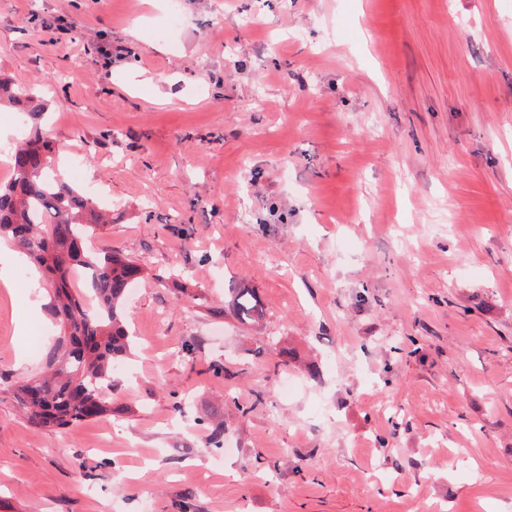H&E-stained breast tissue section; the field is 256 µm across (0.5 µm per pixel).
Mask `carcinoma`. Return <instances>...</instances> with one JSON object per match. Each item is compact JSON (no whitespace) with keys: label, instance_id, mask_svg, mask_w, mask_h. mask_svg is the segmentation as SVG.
I'll list each match as a JSON object with an SVG mask.
<instances>
[{"label":"carcinoma","instance_id":"cac0c4a2","mask_svg":"<svg viewBox=\"0 0 512 512\" xmlns=\"http://www.w3.org/2000/svg\"><path fill=\"white\" fill-rule=\"evenodd\" d=\"M28 114L30 125L9 157L11 177L0 183V241L26 254L52 283L50 309L59 335L45 358L44 375L15 385L13 394L38 427H63L106 411L113 363L130 350L122 305L141 268L110 248L87 242L108 223L92 199L54 171L57 149L39 119L35 90L0 79V105ZM94 302L73 287L77 273ZM231 309L243 323L263 315L250 288H231Z\"/></svg>","mask_w":512,"mask_h":512}]
</instances>
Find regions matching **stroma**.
<instances>
[{"mask_svg": "<svg viewBox=\"0 0 512 512\" xmlns=\"http://www.w3.org/2000/svg\"><path fill=\"white\" fill-rule=\"evenodd\" d=\"M181 10L0 0V78L142 269L108 412L38 429L58 327L0 243V512H512V0ZM231 309L234 316L243 323L257 321L263 315L260 299L250 288L229 289Z\"/></svg>", "mask_w": 512, "mask_h": 512, "instance_id": "stroma-1", "label": "stroma"}]
</instances>
